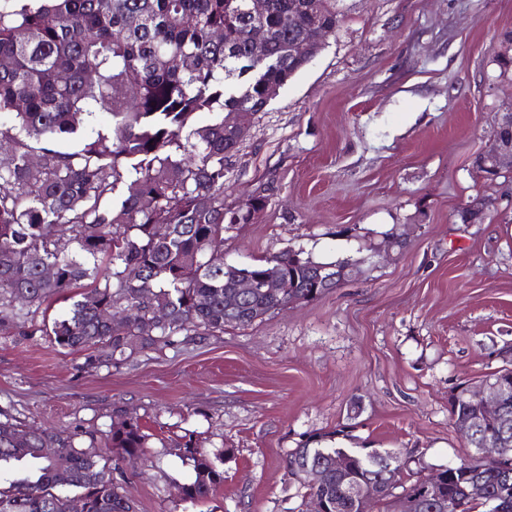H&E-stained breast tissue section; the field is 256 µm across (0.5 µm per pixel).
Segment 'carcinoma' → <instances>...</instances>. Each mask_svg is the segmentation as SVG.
<instances>
[{"label": "carcinoma", "instance_id": "1", "mask_svg": "<svg viewBox=\"0 0 512 512\" xmlns=\"http://www.w3.org/2000/svg\"><path fill=\"white\" fill-rule=\"evenodd\" d=\"M296 25L288 29V12ZM336 0H270L263 19L268 59L251 57L246 0H0V334L35 321L52 299L71 303L47 335L55 345L87 352L90 366L169 346L195 328L208 336L233 323L224 307L228 282L257 281L282 272L296 282L298 301L324 293L312 271L330 265L288 251L245 266L207 264L224 248L231 221L262 210L256 195L224 207L226 161L236 149L224 128V110L262 112L271 92L303 68L312 29L339 26ZM212 114L196 127L193 115ZM79 136L73 150L61 141ZM157 224L171 225L165 238ZM53 269L51 278L43 276ZM284 300L259 290L236 313L247 325ZM167 308L160 320L154 306ZM124 316L118 324L99 312ZM450 416L473 417L477 406L454 395ZM336 432L305 440L288 455V476L302 497L316 494L346 506L345 484L326 472L314 482L301 465H323L336 452ZM147 436L134 418L112 424L108 473L90 454L46 429L0 421V512H136L116 491L112 473L138 456ZM470 461L445 467L440 502L415 512H512V468L490 455L512 457V387L500 421L467 438ZM174 447L195 463L182 500L199 503L224 483L188 436ZM351 473L380 486L374 512H395L411 494L393 485L366 454L350 449ZM482 481V498L465 493L470 477Z\"/></svg>", "mask_w": 512, "mask_h": 512}]
</instances>
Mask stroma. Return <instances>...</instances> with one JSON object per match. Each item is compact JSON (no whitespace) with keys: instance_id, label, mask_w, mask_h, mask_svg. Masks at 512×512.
<instances>
[{"instance_id":"1","label":"stroma","mask_w":512,"mask_h":512,"mask_svg":"<svg viewBox=\"0 0 512 512\" xmlns=\"http://www.w3.org/2000/svg\"><path fill=\"white\" fill-rule=\"evenodd\" d=\"M315 58L257 113L226 165L224 203L265 209L224 234V261L288 250L350 258L351 278L252 324L87 367L36 332L0 335V420L111 457L139 420L147 446L119 493L137 512H304L288 454L309 435L401 454L411 470L472 459L448 413L466 384L512 366V174L476 158L512 113L501 74L512 0H340ZM485 202L463 224L460 208ZM190 434L224 473L191 505L173 447Z\"/></svg>"}]
</instances>
